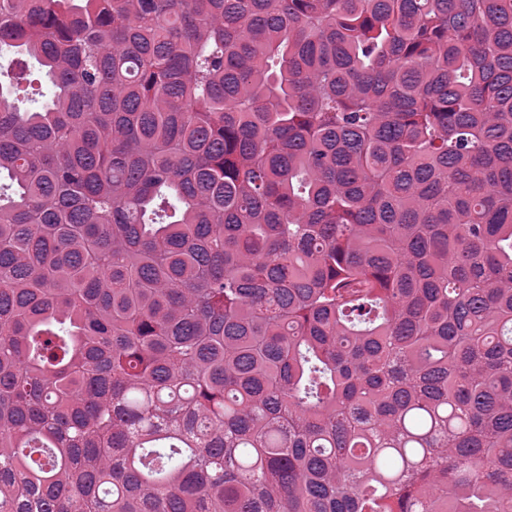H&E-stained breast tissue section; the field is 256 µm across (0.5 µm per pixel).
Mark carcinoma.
I'll return each instance as SVG.
<instances>
[{"label":"carcinoma","mask_w":512,"mask_h":512,"mask_svg":"<svg viewBox=\"0 0 512 512\" xmlns=\"http://www.w3.org/2000/svg\"><path fill=\"white\" fill-rule=\"evenodd\" d=\"M5 51L0 512H512V0H0Z\"/></svg>","instance_id":"cac0c4a2"}]
</instances>
